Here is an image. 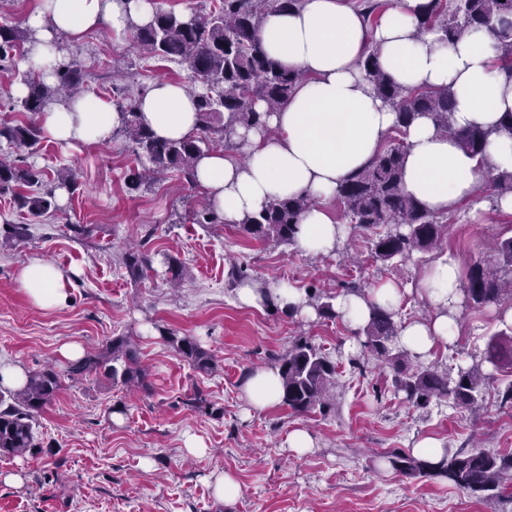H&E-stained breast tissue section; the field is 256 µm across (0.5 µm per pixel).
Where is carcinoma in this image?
Masks as SVG:
<instances>
[{
	"instance_id": "cac0c4a2",
	"label": "carcinoma",
	"mask_w": 512,
	"mask_h": 512,
	"mask_svg": "<svg viewBox=\"0 0 512 512\" xmlns=\"http://www.w3.org/2000/svg\"><path fill=\"white\" fill-rule=\"evenodd\" d=\"M301 0H219L206 14L157 10L148 23L129 20L128 30L137 47L150 57L174 61L188 71L187 89L198 112L197 132L175 141H160L138 119L137 104L116 101L121 126L137 155L141 168L127 177V188L137 191L147 179L167 171L178 173L189 184L196 183L199 159L218 147H238V130L266 127L268 113L285 104L293 95L301 74L274 63L259 45L258 32L271 11L296 8ZM418 28L434 29L441 40L453 44L465 34L484 29L496 42V61L500 70L512 78V0H428ZM37 42L33 30L0 24V66L13 64L14 58L28 57ZM375 93L397 115L396 136L361 170L345 178L336 190V199L350 223L366 231L385 227L384 234L371 239L372 257L382 263H399L415 252L438 247L447 225L442 216L428 210L406 192L403 163L407 151V130L421 116L431 117L437 131L450 136L458 146L477 160L478 168L490 177L496 197L512 194V170L496 169L486 155L491 137L512 138V112L502 115L490 129L458 127L453 117V92L449 88H405L382 68L376 46L370 44L359 61ZM56 82L47 84L30 68L20 82L27 86L25 97L16 105L31 114L23 124L0 121V141L36 149L41 129L35 116L55 104L75 103L85 94L82 69L73 60L56 59ZM266 104V111L256 103ZM75 188L72 170L63 167L50 179L46 171L31 164L17 165L0 160V194L14 193L18 208L31 222L56 209V185ZM312 205L305 196L275 197L257 214H246L240 228L259 240L272 239L293 245L303 214ZM151 267L148 255L138 249L127 253L125 268L130 280L144 278ZM460 307L482 308L512 298V237L500 241L496 256L489 263L468 268L459 289ZM307 303L316 315L334 319L333 297L307 294ZM401 324L390 307L370 305V314L355 333L361 352L370 353L389 364L393 385L406 401L419 408L433 401H446L455 408L471 409L482 404L493 392L500 404H512V381L497 378L504 367H512V324L493 333L480 354L457 366L456 372L419 363L398 342ZM195 369L210 372L215 367L211 355L188 336L163 333ZM282 379L281 402L294 412L307 413L330 408L329 392L336 387V362L323 349L299 338L286 353L275 358ZM76 380L91 374L103 375L114 384L149 388L148 373L141 366L135 349L124 336L109 340L95 353L88 352L67 369ZM60 387L59 374L51 367L28 375L24 386L9 395L0 394V457H25L38 453L33 422L55 397ZM389 464L400 473L421 477L442 475L462 492L481 500L500 498L512 487V454L489 453L478 448H459L445 452L432 463L393 449L387 452Z\"/></svg>"
}]
</instances>
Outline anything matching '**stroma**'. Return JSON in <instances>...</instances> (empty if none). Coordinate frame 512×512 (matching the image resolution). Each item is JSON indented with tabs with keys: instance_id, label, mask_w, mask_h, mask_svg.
I'll return each mask as SVG.
<instances>
[{
	"instance_id": "1",
	"label": "stroma",
	"mask_w": 512,
	"mask_h": 512,
	"mask_svg": "<svg viewBox=\"0 0 512 512\" xmlns=\"http://www.w3.org/2000/svg\"><path fill=\"white\" fill-rule=\"evenodd\" d=\"M57 41L101 96L110 95L116 70L124 73V95L132 100L155 81L187 80L185 67L150 58L125 31L101 28ZM1 157L32 160L51 173L71 168L77 186L51 218L34 225L12 195L0 194V240L6 224L30 226L26 241L0 243V363L29 373L50 365L61 381L36 418L40 454L0 457V477H22L18 484L0 480V512H512V498L482 501L445 478L396 472L385 458L393 448L411 451L427 436L451 450L475 446L512 454V407L492 397L471 410L445 402L414 407L396 393L384 361L368 356L362 370L351 371L347 358L359 345L343 319L309 318L275 301L240 305L227 277L238 262L257 288L283 283L331 296L345 281L368 289L390 279L404 289L394 308L398 321L428 317L432 310L419 287L429 267L451 254L468 270L494 257L499 237L512 236V213L499 211L487 189L450 212L439 248L391 265L373 261L370 233L346 224L332 198L323 205L347 232L330 255L254 239L235 223H194L192 214L206 198L200 186L171 174L128 190L127 175L138 161L121 136L73 149L45 139L34 155L1 142ZM74 224L93 227L92 237L74 239ZM131 248L151 258L147 277L137 283L123 264ZM34 258L52 262L71 280L65 304L42 309L31 303L17 272ZM174 264L182 271L177 289L169 286ZM504 308H512V299L467 310L456 345L437 348L429 364L448 369L482 352L500 329ZM165 328L214 354L215 371L195 370L162 338ZM116 336L136 342L150 392L132 393L96 375L69 378L59 356L63 345L76 342L92 352ZM299 337L340 363L331 411L297 414L281 404L247 411L244 380L274 366L275 356ZM196 391L205 408L185 405V396ZM295 429L311 435L307 453L287 451ZM190 436L204 443L203 453L188 454ZM224 471L241 487L231 502L214 493L212 476Z\"/></svg>"
}]
</instances>
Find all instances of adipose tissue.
Returning <instances> with one entry per match:
<instances>
[{
    "instance_id": "adipose-tissue-1",
    "label": "adipose tissue",
    "mask_w": 512,
    "mask_h": 512,
    "mask_svg": "<svg viewBox=\"0 0 512 512\" xmlns=\"http://www.w3.org/2000/svg\"><path fill=\"white\" fill-rule=\"evenodd\" d=\"M427 0H400L381 13L375 27L341 0H302L289 11L265 16L259 42L269 58L296 70L302 78L290 100L267 118V130L244 134L246 161L221 152L203 156L196 170L198 184L226 221L260 212L272 197L308 196L314 203L304 214L297 244L312 254L333 253L346 234L323 207L339 183L367 165L382 149L396 115L375 93L359 61L368 44H376L379 61L396 82L411 88H452L454 120L461 127H494L512 112V80L494 64L495 48L486 32H472L454 44L433 30H419V13ZM151 0H40L25 19L39 42L33 59L45 82H53L57 57L55 36H79L105 26L121 32L129 19L148 21ZM141 122L160 139L178 140L197 130L193 97L185 86L154 82L139 98ZM119 121L111 99L86 96L74 105L46 112L42 131L47 139L72 147L106 141ZM404 162V187L433 212H448L471 198L486 178L476 160L456 141L439 133L428 116L410 126ZM18 280L39 308L65 303L70 282L51 262L35 259L22 266ZM460 263L445 256L425 274L421 286L434 314L405 322L399 342L412 355L426 357L457 341L451 328L460 297ZM400 288L386 280L366 296L341 295L337 314L351 325L363 324L370 303L393 304ZM241 397L253 410L271 407L281 398L278 369L254 371Z\"/></svg>"
}]
</instances>
